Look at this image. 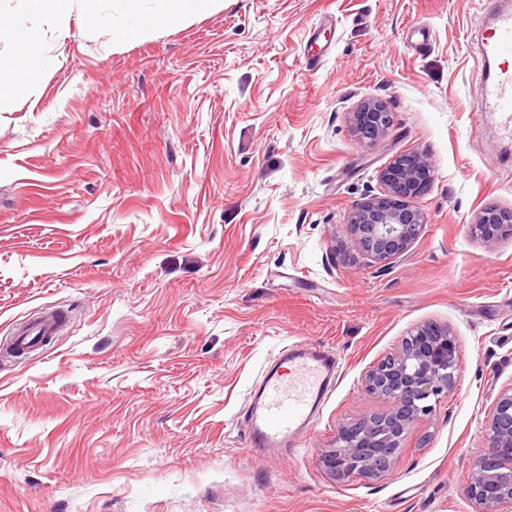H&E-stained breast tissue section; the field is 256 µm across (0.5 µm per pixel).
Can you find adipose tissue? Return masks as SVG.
<instances>
[{"label":"adipose tissue","mask_w":512,"mask_h":512,"mask_svg":"<svg viewBox=\"0 0 512 512\" xmlns=\"http://www.w3.org/2000/svg\"><path fill=\"white\" fill-rule=\"evenodd\" d=\"M76 0H19L20 15L0 22V45L14 51L11 60L0 61V85L21 82L34 84L45 69L46 33L42 19L64 22ZM224 0H123L124 17L120 20L97 11H89L88 24L106 25L112 30L113 43L120 44L139 36L143 28L176 23L190 14L223 6Z\"/></svg>","instance_id":"adipose-tissue-1"}]
</instances>
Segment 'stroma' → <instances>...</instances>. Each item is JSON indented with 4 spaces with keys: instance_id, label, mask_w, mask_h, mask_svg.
<instances>
[{
    "instance_id": "obj_1",
    "label": "stroma",
    "mask_w": 512,
    "mask_h": 512,
    "mask_svg": "<svg viewBox=\"0 0 512 512\" xmlns=\"http://www.w3.org/2000/svg\"><path fill=\"white\" fill-rule=\"evenodd\" d=\"M475 0H224L113 47L72 12L38 82L0 93V347L44 308L43 348L0 350V512H472L460 486L512 385V145L477 118ZM423 24L425 35L408 31ZM393 124L360 142L349 114ZM425 154L405 258L333 263V233L393 156ZM450 326L458 385L397 467L319 459L381 404L366 370ZM341 375L297 448L251 453L248 397L291 344ZM391 112L377 100L364 101L357 112L352 113L354 129L359 139L375 141L391 123ZM472 230L488 247L512 238V209L482 208L475 216Z\"/></svg>"
}]
</instances>
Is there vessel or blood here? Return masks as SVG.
<instances>
[{
  "label": "vessel or blood",
  "mask_w": 512,
  "mask_h": 512,
  "mask_svg": "<svg viewBox=\"0 0 512 512\" xmlns=\"http://www.w3.org/2000/svg\"><path fill=\"white\" fill-rule=\"evenodd\" d=\"M480 49L494 70L477 99V114H496L502 137L512 138V0H484L477 15ZM63 314L45 309L16 329L12 343L30 351L43 338L56 335ZM288 372L266 370L248 410L254 447H285L312 426L313 413L338 375L335 358L326 350L295 343L285 351Z\"/></svg>",
  "instance_id": "1"
}]
</instances>
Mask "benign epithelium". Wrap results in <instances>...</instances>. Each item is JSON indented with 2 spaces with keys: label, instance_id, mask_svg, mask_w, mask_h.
Instances as JSON below:
<instances>
[{
  "label": "benign epithelium",
  "instance_id": "7a95c632",
  "mask_svg": "<svg viewBox=\"0 0 512 512\" xmlns=\"http://www.w3.org/2000/svg\"><path fill=\"white\" fill-rule=\"evenodd\" d=\"M391 113L377 100L352 113L359 139L374 141L391 123ZM430 163L416 151L396 155L380 172L379 192L348 215L336 231L334 252H358L375 265L387 266L407 255L427 224L414 201L427 190ZM472 230L487 246L512 238V209L484 207ZM459 345L453 330L433 323L413 327L397 352L387 356L363 379L365 390L385 404L344 423L336 431L322 462L339 477L372 479L400 460L411 430L429 418L436 405L457 386ZM487 449L478 456L462 486L472 512H512V386L496 397L483 425Z\"/></svg>",
  "mask_w": 512,
  "mask_h": 512
}]
</instances>
